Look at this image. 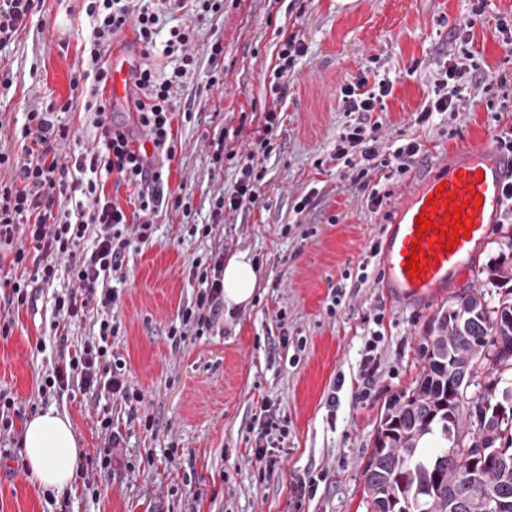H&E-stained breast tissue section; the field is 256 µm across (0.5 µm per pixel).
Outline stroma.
Returning a JSON list of instances; mask_svg holds the SVG:
<instances>
[{"instance_id":"obj_1","label":"stroma","mask_w":512,"mask_h":512,"mask_svg":"<svg viewBox=\"0 0 512 512\" xmlns=\"http://www.w3.org/2000/svg\"><path fill=\"white\" fill-rule=\"evenodd\" d=\"M84 0H43L14 41L0 46V151L25 159L21 136L31 109L59 104L56 125L68 137L66 162L96 148L99 132L85 109L87 93L71 87L80 69L89 25ZM471 0H224V13L192 19L199 61L175 105L176 154L167 190L186 197L188 211L162 209L151 240L126 257L122 275L108 284L118 293L112 318L118 328L112 353L125 364V381L142 402L128 405L107 391L66 392L40 398L37 389L62 352L78 349L92 331L78 322L58 336L51 328L52 289L40 288L37 305L18 310L0 302V391L36 411L50 408L71 420L84 459L103 446L97 425L108 417L123 438L120 466L90 471L53 495L36 485L23 458L0 456V512H367L363 465L373 446L386 400L410 388L419 372L418 347L436 312L465 292L496 306L511 289L490 277L512 262L506 234L512 215L501 214L465 273L430 302L389 297L383 286L382 248L394 195L419 187L448 162L463 140H497L512 112L493 119L485 111L433 114L417 123L437 73L463 46L459 26ZM512 14V0H488L466 45L486 75L512 74L495 29ZM305 45L288 94L279 104L283 124L263 162L262 196L255 207L224 213L222 235L190 234L208 223L215 199L233 189L240 172L216 163L211 143L225 135L227 149L248 151L272 90L282 32ZM224 51L210 62V46ZM391 79L393 90L378 117L380 150L398 139L421 142L403 175L354 185L334 148L349 117L342 84L366 69ZM412 77H405V70ZM245 133L233 136L236 127ZM392 191L380 209L370 189ZM305 210H297L302 198ZM225 255L249 253L258 285L248 305L224 311L205 336L173 346L168 331L194 301L193 260L215 246ZM371 383L361 359L372 335ZM45 341L38 351L37 341ZM365 399H355L361 385ZM287 433L278 443L271 475L254 459L264 411ZM315 482V493L301 492Z\"/></svg>"}]
</instances>
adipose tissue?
I'll list each match as a JSON object with an SVG mask.
<instances>
[{
	"mask_svg": "<svg viewBox=\"0 0 512 512\" xmlns=\"http://www.w3.org/2000/svg\"><path fill=\"white\" fill-rule=\"evenodd\" d=\"M258 284L256 267L248 253L230 256L224 264L226 306L248 304ZM28 471L41 488L60 491L73 481L83 453L68 416L55 409L36 413L23 433Z\"/></svg>",
	"mask_w": 512,
	"mask_h": 512,
	"instance_id": "1",
	"label": "adipose tissue"
}]
</instances>
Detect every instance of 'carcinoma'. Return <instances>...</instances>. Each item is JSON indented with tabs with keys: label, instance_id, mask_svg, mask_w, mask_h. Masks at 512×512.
Listing matches in <instances>:
<instances>
[{
	"label": "carcinoma",
	"instance_id": "carcinoma-1",
	"mask_svg": "<svg viewBox=\"0 0 512 512\" xmlns=\"http://www.w3.org/2000/svg\"><path fill=\"white\" fill-rule=\"evenodd\" d=\"M413 387L390 397L362 475L367 512H512V388L496 376L475 398L467 389L485 365L512 369V299L490 308L462 294L437 311L418 350ZM449 444L426 461L422 438ZM479 444L492 456L473 460Z\"/></svg>",
	"mask_w": 512,
	"mask_h": 512
}]
</instances>
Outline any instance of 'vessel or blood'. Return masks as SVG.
<instances>
[{"mask_svg": "<svg viewBox=\"0 0 512 512\" xmlns=\"http://www.w3.org/2000/svg\"><path fill=\"white\" fill-rule=\"evenodd\" d=\"M139 54L128 48L113 52L108 60L110 85L114 98L128 89L137 67ZM512 164L502 161L491 140L464 141L455 160L442 164L417 189L403 192L395 205V215L382 253L387 277L382 286L402 298L433 299L448 284L450 270L465 271L476 247L490 233L504 203V187ZM455 202H448V194ZM463 205L471 223L468 233L460 235L452 251L436 244L437 231L448 228L447 216L455 205ZM430 217L433 230L421 233L416 221ZM419 244L421 272L410 275L405 262L412 244Z\"/></svg>", "mask_w": 512, "mask_h": 512, "instance_id": "obj_1", "label": "vessel or blood"}]
</instances>
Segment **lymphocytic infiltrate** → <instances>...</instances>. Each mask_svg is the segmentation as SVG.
Instances as JSON below:
<instances>
[{"mask_svg":"<svg viewBox=\"0 0 512 512\" xmlns=\"http://www.w3.org/2000/svg\"><path fill=\"white\" fill-rule=\"evenodd\" d=\"M182 9L194 16L217 15L224 9V0H87L85 7L92 20L88 54L83 59L82 76L73 77L72 82L77 85L89 80L94 124L101 131V140L96 150L76 158L73 165L105 170L115 175L117 183L134 188L133 213H126L117 201L104 199L92 181L87 183L82 201H73L67 195L70 164L60 154V143L67 133L55 126L48 113L33 110L26 115L22 136L30 141L27 161L18 164L12 156L0 152V166L15 168L14 182L0 187V263L8 262L11 270L0 300L13 308L33 304L32 285L53 284L63 270L68 274L69 286L54 294L53 316L75 323L85 320L91 311L101 313L79 351L55 363L38 388L39 396L105 388L127 403L142 399L141 393L130 392L126 386L122 364L112 360L109 339L116 328L110 310L118 296L107 282L123 268L132 247L151 238V217L158 208L167 204L178 209L184 202L179 195L164 197L163 185L165 163L173 159L176 149L172 132L174 96L187 71L197 64L191 50L193 26H177L169 31L163 53L180 54L182 60L170 76L158 77L152 63L160 11L174 13ZM128 28L134 31L142 50V61L134 73L137 97L129 126L112 118V100L103 94L109 72L102 63L114 38ZM477 69L468 51L450 55L434 82L420 121H428L436 112H473L484 107L512 112V95L506 91L512 81L498 75L495 83L503 95L500 101H492L471 89ZM391 90L384 79L376 88H369L364 74L346 82L340 90L352 119L336 140V157L349 168L352 182L363 187L369 185L373 175L388 168L407 173L421 151L420 143L414 140L396 146L388 154L378 149L382 124L372 114ZM137 129L145 133L148 146L136 144L133 132ZM214 158L234 160L241 176L232 192L216 198L210 223L201 227L207 237L223 224L225 210L238 211L258 203L263 178L254 154L225 151L223 141L215 142ZM20 237L27 239V246H15V239ZM89 239L94 245L87 250L83 244ZM191 273L200 289L194 302L182 308L178 325L169 331L177 345L188 337L204 336L224 311L223 248L212 252L208 266L193 262Z\"/></svg>","mask_w":512,"mask_h":512,"instance_id":"f902f5d3","label":"lymphocytic infiltrate"}]
</instances>
